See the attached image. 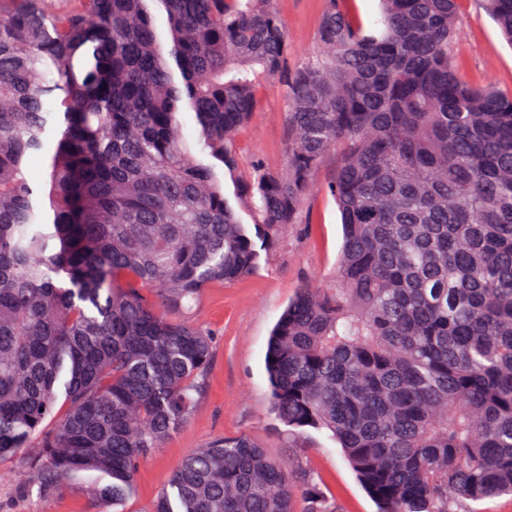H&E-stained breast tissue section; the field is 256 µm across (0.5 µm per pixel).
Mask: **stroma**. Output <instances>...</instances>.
I'll list each match as a JSON object with an SVG mask.
<instances>
[{"label":"stroma","mask_w":512,"mask_h":512,"mask_svg":"<svg viewBox=\"0 0 512 512\" xmlns=\"http://www.w3.org/2000/svg\"><path fill=\"white\" fill-rule=\"evenodd\" d=\"M286 28L289 66L306 61L317 48L324 0H276ZM461 35L453 46L464 81L512 95V46L502 38L482 0H459ZM259 109L237 134L242 174L255 164L275 170L286 160L288 112L283 82H264ZM328 156L312 178L303 205L307 221L284 229L272 249L261 252L256 270L231 284L205 289L193 322L214 335V351L203 399L189 421L139 464L134 492L119 512H149L168 488L178 464L224 435L245 434L274 457L291 459L293 470L312 476L338 512H377L341 448L328 431L306 427L288 431L271 409L265 369L270 333L297 289L329 287L342 245L340 213L327 187ZM25 474L0 469V512H96L93 497L80 486L49 499L36 489L20 492Z\"/></svg>","instance_id":"obj_1"}]
</instances>
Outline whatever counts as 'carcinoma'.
<instances>
[{
    "instance_id": "carcinoma-1",
    "label": "carcinoma",
    "mask_w": 512,
    "mask_h": 512,
    "mask_svg": "<svg viewBox=\"0 0 512 512\" xmlns=\"http://www.w3.org/2000/svg\"><path fill=\"white\" fill-rule=\"evenodd\" d=\"M275 3L0 0V465L44 499L133 493L204 395L213 341L192 306L301 223L331 153L336 280L274 327V410L330 431L378 512L512 494V95L459 76L458 0H381L371 29L326 0L320 51L291 70ZM485 6L512 45V0ZM281 77L286 162L241 178L237 133ZM299 498L337 512L233 435L189 454L151 512Z\"/></svg>"
}]
</instances>
